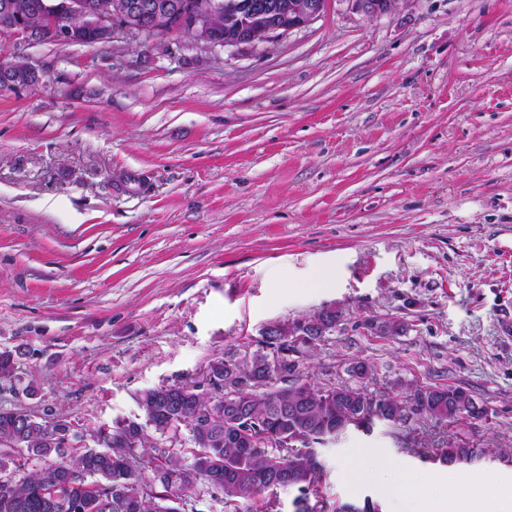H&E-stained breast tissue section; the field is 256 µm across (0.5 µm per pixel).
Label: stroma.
Segmentation results:
<instances>
[{
  "label": "stroma",
  "mask_w": 512,
  "mask_h": 512,
  "mask_svg": "<svg viewBox=\"0 0 512 512\" xmlns=\"http://www.w3.org/2000/svg\"><path fill=\"white\" fill-rule=\"evenodd\" d=\"M18 53L50 80L0 89V349H26L39 392L0 406L87 436L333 304L314 382L351 384L363 360L369 390L460 386L489 415L412 424L419 456L380 422L317 446L325 497L415 512L374 460L420 475L450 444L512 452V0L372 17L328 0L239 48L0 36V58ZM372 318L405 329L366 333Z\"/></svg>",
  "instance_id": "obj_1"
}]
</instances>
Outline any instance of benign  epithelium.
I'll return each instance as SVG.
<instances>
[{
    "mask_svg": "<svg viewBox=\"0 0 512 512\" xmlns=\"http://www.w3.org/2000/svg\"><path fill=\"white\" fill-rule=\"evenodd\" d=\"M353 9L364 15L390 11L395 0H350ZM327 0H295L288 18L279 19L278 0H259L251 4L254 12L271 17L259 28L239 31L233 38L219 37L220 17L237 9L234 0H40L36 5L23 0H0V34L16 33L39 43L65 45H109L121 35L157 39L177 32L172 18H187L184 33L195 46L213 48L241 46L261 37H278L306 27L326 8ZM49 74L23 56L0 59V89L18 90L30 84H43ZM55 437L78 447L80 440L71 427L47 419Z\"/></svg>",
    "mask_w": 512,
    "mask_h": 512,
    "instance_id": "benign-epithelium-1",
    "label": "benign epithelium"
}]
</instances>
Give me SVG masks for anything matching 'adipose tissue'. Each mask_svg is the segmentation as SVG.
Returning <instances> with one entry per match:
<instances>
[{
	"label": "adipose tissue",
	"instance_id": "ef3b65f1",
	"mask_svg": "<svg viewBox=\"0 0 512 512\" xmlns=\"http://www.w3.org/2000/svg\"><path fill=\"white\" fill-rule=\"evenodd\" d=\"M474 479L457 470L448 472L442 498L421 499L417 512H512V484L485 481L481 492H471Z\"/></svg>",
	"mask_w": 512,
	"mask_h": 512
}]
</instances>
